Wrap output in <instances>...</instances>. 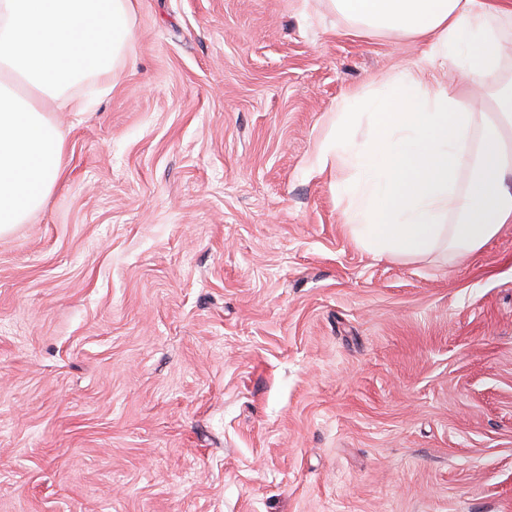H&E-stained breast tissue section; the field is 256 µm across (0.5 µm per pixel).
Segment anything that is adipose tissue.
I'll use <instances>...</instances> for the list:
<instances>
[{
  "label": "adipose tissue",
  "mask_w": 512,
  "mask_h": 512,
  "mask_svg": "<svg viewBox=\"0 0 512 512\" xmlns=\"http://www.w3.org/2000/svg\"><path fill=\"white\" fill-rule=\"evenodd\" d=\"M355 34L422 41L432 69L393 73L362 111L343 100L318 142L368 251L396 260L474 253L512 224V81L500 83L512 0H332ZM133 0H0V235L38 211L64 174L65 140L45 105L85 111L73 86L110 92L131 35ZM488 100L469 104L472 86ZM366 123L363 140L352 129Z\"/></svg>",
  "instance_id": "1"
}]
</instances>
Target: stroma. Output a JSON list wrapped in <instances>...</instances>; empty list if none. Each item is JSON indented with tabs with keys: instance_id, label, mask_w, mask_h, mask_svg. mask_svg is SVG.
I'll use <instances>...</instances> for the list:
<instances>
[{
	"instance_id": "obj_1",
	"label": "stroma",
	"mask_w": 512,
	"mask_h": 512,
	"mask_svg": "<svg viewBox=\"0 0 512 512\" xmlns=\"http://www.w3.org/2000/svg\"><path fill=\"white\" fill-rule=\"evenodd\" d=\"M329 0H136L0 236V512H512V224L395 260L314 147L422 68Z\"/></svg>"
}]
</instances>
